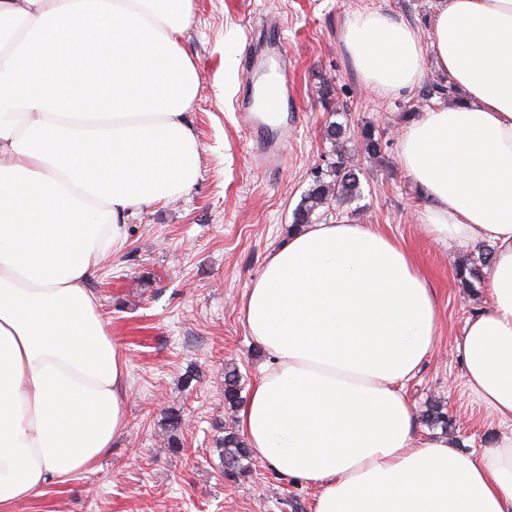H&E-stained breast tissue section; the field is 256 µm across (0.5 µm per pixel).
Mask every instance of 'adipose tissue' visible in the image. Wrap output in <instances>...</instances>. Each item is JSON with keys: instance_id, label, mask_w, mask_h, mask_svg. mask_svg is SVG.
I'll return each mask as SVG.
<instances>
[{"instance_id": "1", "label": "adipose tissue", "mask_w": 512, "mask_h": 512, "mask_svg": "<svg viewBox=\"0 0 512 512\" xmlns=\"http://www.w3.org/2000/svg\"><path fill=\"white\" fill-rule=\"evenodd\" d=\"M192 18V0H0V512L129 430L128 361L88 283L135 208L199 178ZM432 26L425 49L359 14L345 44L370 87L411 90L428 54L458 87L406 118L399 161L435 240L494 246L491 303L455 345L493 439L468 452L418 430L403 387L439 310L409 252L366 224L300 226L242 301L267 360L238 421L314 512H512V0H439Z\"/></svg>"}]
</instances>
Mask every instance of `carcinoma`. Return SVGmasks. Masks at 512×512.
<instances>
[{
	"label": "carcinoma",
	"mask_w": 512,
	"mask_h": 512,
	"mask_svg": "<svg viewBox=\"0 0 512 512\" xmlns=\"http://www.w3.org/2000/svg\"><path fill=\"white\" fill-rule=\"evenodd\" d=\"M458 88L455 83L445 79L433 83L426 88L425 99L435 96L440 98H455ZM346 129L335 122L326 128L325 140L331 144L333 161L329 163L327 170L314 176L312 185L293 215V224L300 227L313 222V216L322 209L329 212L330 208L340 207L361 196L360 180L354 165L349 160L343 149L342 140ZM361 136L367 153L376 155L381 152V139L376 137L375 129L367 126L362 129ZM493 248L488 247L477 259H468L458 266L456 277L460 285L472 288L483 281L484 268L490 264ZM241 384L236 369L224 371V405L232 410L240 404ZM425 422L431 426L448 429V413L444 412L443 405L430 406L425 417ZM214 452L220 460V467L224 475L231 478L246 477L252 472L251 452L243 438L231 428L224 429V435L216 439Z\"/></svg>",
	"instance_id": "cac0c4a2"
}]
</instances>
